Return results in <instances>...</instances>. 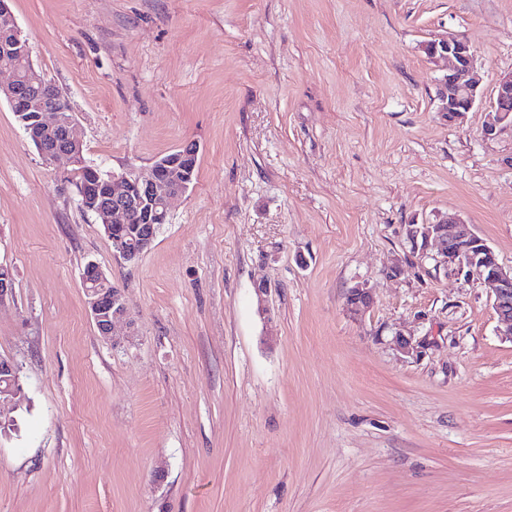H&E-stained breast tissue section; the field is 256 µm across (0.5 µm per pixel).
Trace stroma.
<instances>
[{
	"label": "stroma",
	"instance_id": "1",
	"mask_svg": "<svg viewBox=\"0 0 512 512\" xmlns=\"http://www.w3.org/2000/svg\"><path fill=\"white\" fill-rule=\"evenodd\" d=\"M10 8L89 164L199 152L128 263L0 101V357L22 386L0 410V512H512V341L489 288L406 235L455 214L512 267V125L483 133L512 0ZM447 34L480 76L457 124L423 51ZM90 262L125 293L121 346L87 312Z\"/></svg>",
	"mask_w": 512,
	"mask_h": 512
}]
</instances>
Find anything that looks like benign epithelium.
Listing matches in <instances>:
<instances>
[{
  "instance_id": "obj_1",
  "label": "benign epithelium",
  "mask_w": 512,
  "mask_h": 512,
  "mask_svg": "<svg viewBox=\"0 0 512 512\" xmlns=\"http://www.w3.org/2000/svg\"><path fill=\"white\" fill-rule=\"evenodd\" d=\"M0 0V53L26 60V69L0 68L11 74V82L0 85V99H5L18 116L20 127L35 143L43 161L54 164L66 158L76 164L83 144L66 96L38 75L29 57V40L16 26L9 6ZM423 50L431 59H446L448 73L440 82L439 111L448 113V122L458 121L476 102L478 80L475 54L461 38L445 36L428 41ZM496 100L488 113L484 135L492 136L505 122L512 124V72L499 77ZM185 153L175 150L145 170L124 169L108 175L89 170L91 182L82 187L81 201L95 190L93 210L105 231L143 220L134 235L113 240L117 256L127 262L137 261L154 242L157 223L166 219L173 198L186 193L191 176L184 173ZM408 239L421 249L434 246L443 266L468 268L491 289L493 308L504 335L512 337V268L502 267L485 240L470 232L467 224L454 216L435 223L410 224ZM86 306L91 319L105 339L112 340L117 327L126 323V303L120 288L113 285L94 263L83 271ZM369 288L358 285L348 294L347 308L358 314L370 306ZM21 392L18 368L9 359H0V404L13 401Z\"/></svg>"
}]
</instances>
